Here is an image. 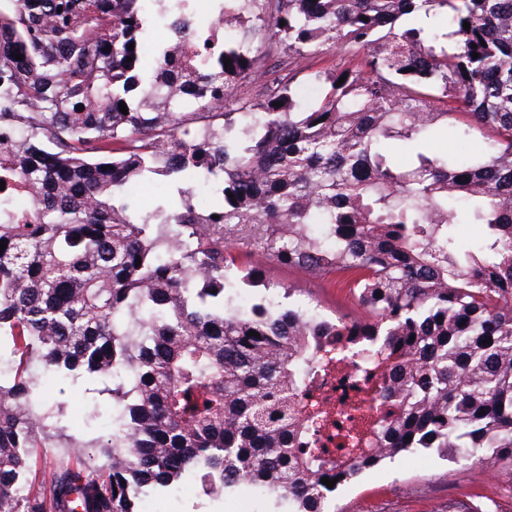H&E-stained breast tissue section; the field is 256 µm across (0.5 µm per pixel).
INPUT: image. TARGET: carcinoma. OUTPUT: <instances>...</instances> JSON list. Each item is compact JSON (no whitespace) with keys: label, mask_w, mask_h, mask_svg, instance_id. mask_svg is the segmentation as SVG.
Segmentation results:
<instances>
[{"label":"carcinoma","mask_w":512,"mask_h":512,"mask_svg":"<svg viewBox=\"0 0 512 512\" xmlns=\"http://www.w3.org/2000/svg\"><path fill=\"white\" fill-rule=\"evenodd\" d=\"M149 2L0 0V512H138L183 478L333 512L412 449L512 466V0ZM334 47L354 64L313 68ZM475 128L474 158L429 148ZM236 242L353 275L361 341L234 304L277 288ZM47 375L110 378L112 433H67ZM37 448L68 453L38 473Z\"/></svg>","instance_id":"cac0c4a2"}]
</instances>
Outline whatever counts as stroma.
Returning a JSON list of instances; mask_svg holds the SVG:
<instances>
[{
	"label": "stroma",
	"instance_id": "1",
	"mask_svg": "<svg viewBox=\"0 0 512 512\" xmlns=\"http://www.w3.org/2000/svg\"><path fill=\"white\" fill-rule=\"evenodd\" d=\"M237 263L270 270L275 281L291 288L293 304L314 309L329 319L367 318L349 288V275L333 271L305 273L277 265L271 256L254 249L236 250ZM47 403L66 402L69 431L108 433V409L96 393H71L52 383ZM470 501L486 512H512V469L499 465L454 463L436 452L412 450L362 472L336 492V512H448L449 504ZM270 499L258 491L217 493L200 491L168 496L166 512H271Z\"/></svg>",
	"mask_w": 512,
	"mask_h": 512
}]
</instances>
